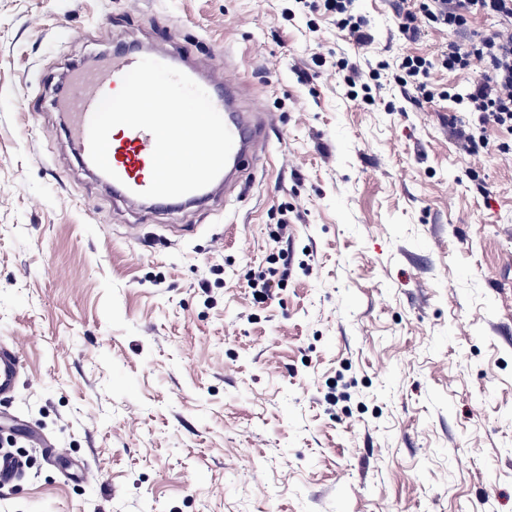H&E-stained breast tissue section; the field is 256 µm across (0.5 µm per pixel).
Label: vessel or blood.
Segmentation results:
<instances>
[{
	"instance_id": "1",
	"label": "vessel or blood",
	"mask_w": 512,
	"mask_h": 512,
	"mask_svg": "<svg viewBox=\"0 0 512 512\" xmlns=\"http://www.w3.org/2000/svg\"><path fill=\"white\" fill-rule=\"evenodd\" d=\"M138 52H116L101 63L72 71L67 90L58 103L65 116L68 137L82 160H89V123L99 101L119 91L123 76L141 60ZM208 95L233 138L228 162L208 186L173 198H140L152 175L153 135L144 129L121 127L110 136L108 162L115 172L105 178L114 197L140 203L144 209L159 206L180 208L215 202L223 186L242 180L257 161L256 147L261 126L250 113L239 110L238 91L233 86L209 90ZM23 373V362L14 344L0 340V398L14 395Z\"/></svg>"
}]
</instances>
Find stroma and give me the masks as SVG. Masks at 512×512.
<instances>
[{"label":"stroma","instance_id":"stroma-1","mask_svg":"<svg viewBox=\"0 0 512 512\" xmlns=\"http://www.w3.org/2000/svg\"><path fill=\"white\" fill-rule=\"evenodd\" d=\"M354 11L364 51L298 0H0V339L25 364L0 512H512V150L460 151L464 112L394 82L446 34ZM135 47L267 116L220 204L144 211L68 143L70 65ZM258 274L248 280V288H251L253 299L258 303H265L269 296L272 294V288L279 287V281L276 282L274 272Z\"/></svg>","mask_w":512,"mask_h":512}]
</instances>
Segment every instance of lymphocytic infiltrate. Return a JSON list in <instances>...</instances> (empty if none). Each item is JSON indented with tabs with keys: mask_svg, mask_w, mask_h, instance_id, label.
Returning a JSON list of instances; mask_svg holds the SVG:
<instances>
[{
	"mask_svg": "<svg viewBox=\"0 0 512 512\" xmlns=\"http://www.w3.org/2000/svg\"><path fill=\"white\" fill-rule=\"evenodd\" d=\"M308 6L335 16L337 29L357 48L372 44L366 20L353 11V0H309ZM482 13L496 18L497 29L485 35L470 34L474 17ZM425 27L447 33L444 50L434 61L404 57L395 82L428 99L434 95L430 87L434 70L454 73L469 70L476 62L486 63L487 71L454 96L455 104L470 114L467 124L456 131L457 144L463 152H473L486 142L491 125L512 135V0H419L417 10L404 13L400 31L414 39Z\"/></svg>",
	"mask_w": 512,
	"mask_h": 512,
	"instance_id": "f902f5d3",
	"label": "lymphocytic infiltrate"
}]
</instances>
